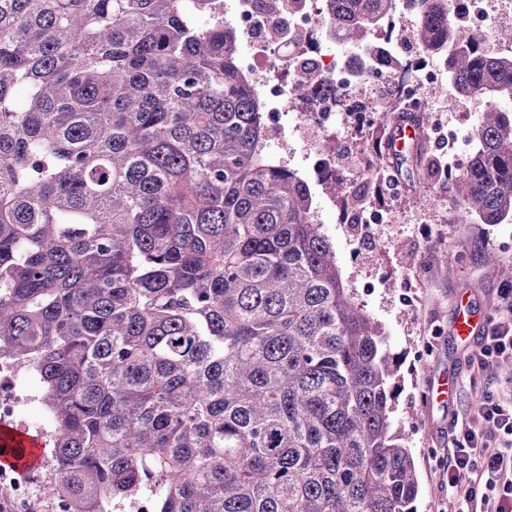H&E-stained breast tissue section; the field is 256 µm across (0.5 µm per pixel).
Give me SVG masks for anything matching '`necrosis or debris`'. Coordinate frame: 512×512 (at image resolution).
<instances>
[{"label":"necrosis or debris","mask_w":512,"mask_h":512,"mask_svg":"<svg viewBox=\"0 0 512 512\" xmlns=\"http://www.w3.org/2000/svg\"><path fill=\"white\" fill-rule=\"evenodd\" d=\"M327 11L328 0H224V20L235 28L240 42V64L267 105L261 140L266 157L276 164L288 160V142L277 128V116L285 110L301 130L324 136L339 124L373 128L384 113L416 107L426 112L434 141L456 144L458 131L426 95L427 85L437 79L435 58L410 56L397 69L380 68L384 95H364L340 46L319 35ZM275 24L283 31L277 41L266 36ZM304 67L320 73L321 79L303 96L290 98L291 78Z\"/></svg>","instance_id":"obj_1"}]
</instances>
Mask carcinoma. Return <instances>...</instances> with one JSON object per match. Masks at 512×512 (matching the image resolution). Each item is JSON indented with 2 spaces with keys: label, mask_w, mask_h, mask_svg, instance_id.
I'll list each match as a JSON object with an SVG mask.
<instances>
[{
  "label": "carcinoma",
  "mask_w": 512,
  "mask_h": 512,
  "mask_svg": "<svg viewBox=\"0 0 512 512\" xmlns=\"http://www.w3.org/2000/svg\"><path fill=\"white\" fill-rule=\"evenodd\" d=\"M392 0H331L370 60ZM413 38L491 103L445 174L458 223H512V55L413 0ZM216 0H0V360L29 365L61 512H416L398 365L260 159L262 103ZM484 262L512 285V264Z\"/></svg>",
  "instance_id": "obj_1"
}]
</instances>
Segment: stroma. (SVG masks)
<instances>
[{
    "label": "stroma",
    "mask_w": 512,
    "mask_h": 512,
    "mask_svg": "<svg viewBox=\"0 0 512 512\" xmlns=\"http://www.w3.org/2000/svg\"><path fill=\"white\" fill-rule=\"evenodd\" d=\"M388 132L383 125L365 132L337 128V138L353 144L351 151L337 153L346 177L332 189L316 187L312 193L326 217L322 230L333 244L345 287L382 325L399 358L393 419L415 458L417 512H448L452 499L441 483L453 437L462 423H479L483 395L512 392L511 369H477L474 352L480 336L464 342L453 332L461 300L480 314L500 309L501 282L482 254L493 249L512 262V224L449 223L439 206L450 196L448 186L435 175L447 150L425 137L406 163L397 197L386 199L362 168L374 141L385 140ZM421 182L430 190L417 206L411 198ZM352 192L386 211L387 222L374 239L360 242L350 234L345 199ZM407 295L414 298L413 308L402 303ZM448 376L454 379L453 393L441 403L435 389Z\"/></svg>",
    "instance_id": "obj_1"
}]
</instances>
